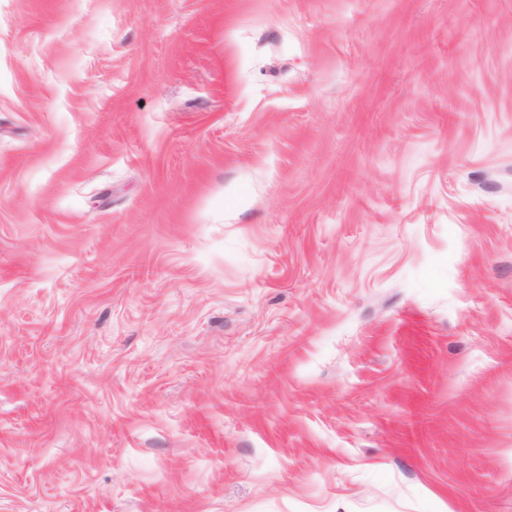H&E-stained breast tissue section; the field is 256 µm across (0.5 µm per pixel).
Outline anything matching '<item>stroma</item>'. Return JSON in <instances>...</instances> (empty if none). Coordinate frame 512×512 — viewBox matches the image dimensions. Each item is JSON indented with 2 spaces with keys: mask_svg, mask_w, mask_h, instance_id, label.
I'll return each mask as SVG.
<instances>
[{
  "mask_svg": "<svg viewBox=\"0 0 512 512\" xmlns=\"http://www.w3.org/2000/svg\"><path fill=\"white\" fill-rule=\"evenodd\" d=\"M0 512H512V0H0Z\"/></svg>",
  "mask_w": 512,
  "mask_h": 512,
  "instance_id": "35a3bbf8",
  "label": "stroma"
}]
</instances>
